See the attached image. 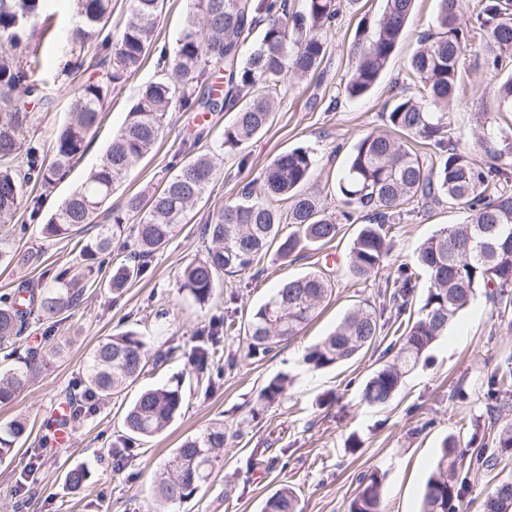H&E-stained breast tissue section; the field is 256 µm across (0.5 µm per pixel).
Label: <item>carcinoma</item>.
Here are the masks:
<instances>
[{
    "label": "carcinoma",
    "mask_w": 512,
    "mask_h": 512,
    "mask_svg": "<svg viewBox=\"0 0 512 512\" xmlns=\"http://www.w3.org/2000/svg\"><path fill=\"white\" fill-rule=\"evenodd\" d=\"M77 22L65 34L53 31L50 0H0V224L13 221L29 188L47 190L82 158L95 134L112 89L143 65L156 42L164 0H129L130 19L114 33L110 29L112 0H71ZM415 0H386L384 12L370 35L356 44V63L346 93L361 98L374 87L388 66ZM336 18L334 0H305L304 10H288V0H189L172 52L162 51L167 73L138 91L124 125L112 137L102 162L42 224L46 238H67L88 226L95 235L82 243L77 266L54 275L50 288H21L0 296V404L11 402L50 362L52 352L23 348L30 320H66L87 291L99 282L103 257L112 256L114 242L125 241L121 259L112 267L108 286L122 292L164 246L178 225L201 200L215 179L214 156L202 153L173 167L165 184L153 192L136 193L122 204L110 205L112 194L129 172L157 144L169 113L230 112L219 149L226 153L265 131L278 107L286 74L318 75L329 51L327 31ZM263 26L262 38L248 55L242 47L252 31ZM464 26L460 0H437L435 31L419 40L409 58L419 95H395L385 113L394 131L423 145L419 150L387 133H371L354 147L337 193L345 221L365 213L352 241L347 275L356 281L377 276L391 249L390 219L409 204L446 202L467 211L461 224L435 231L419 247L416 263L427 276V292L411 312L414 273L402 265L386 280L390 308L356 306L333 331L305 351L303 362L313 370L332 367L375 346L384 311L396 322L408 316L400 347L390 361L373 371L361 400L371 407L388 404L403 380L436 341L448 335L458 313L478 291L498 310L512 308V171L502 164L512 158V136L489 133L480 139L487 161L472 159L449 132L448 107L457 96L464 56ZM472 26L487 33L498 54L487 64L498 68L500 54L512 51V0H484ZM58 36L71 55L61 75L70 78L84 66L100 68L102 77L82 83L74 96L72 118L60 127L49 146L26 139L36 109L52 103L47 83L35 77L38 60L31 40ZM498 107L512 110V77L493 89ZM315 159L303 147L276 155L260 177V190L248 188L241 199L214 212L205 224L210 246L203 258L182 273V289L199 304L209 302L224 276L246 272L268 254L284 260L306 248L319 250L339 232L336 214L319 196L303 190ZM287 201L282 209L279 203ZM292 230L283 233V225ZM33 252L11 250L0 238V265H26ZM334 281L316 270L282 283L254 310L247 323L249 349L266 354L297 336L332 295ZM148 350L139 332L107 336L88 353L82 385L88 399L110 400L146 373ZM286 380L273 378L260 399L271 404L285 390ZM184 404L181 380L142 389L126 407L123 427L127 440L149 439L180 416ZM29 429L16 416L0 423V459L11 455ZM224 426L215 424L187 436L173 452L165 471L156 477V491L165 501L186 500L209 480L224 448ZM468 446L474 474L487 476L497 466L496 451L512 448V422L491 435L474 431ZM460 442L447 437L429 476L420 512H458L456 503L467 488L457 479ZM86 471L71 468L65 484L80 490ZM384 474L372 468L361 473L349 512H383ZM263 512H302L299 498L286 485L277 489ZM483 512H512V480H499L487 492Z\"/></svg>",
    "instance_id": "obj_1"
}]
</instances>
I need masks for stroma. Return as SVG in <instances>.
<instances>
[{
  "label": "stroma",
  "mask_w": 512,
  "mask_h": 512,
  "mask_svg": "<svg viewBox=\"0 0 512 512\" xmlns=\"http://www.w3.org/2000/svg\"><path fill=\"white\" fill-rule=\"evenodd\" d=\"M337 17L327 38L330 52L323 62V80L286 75L278 110L267 131L237 153L218 151L216 144L228 114L208 113L198 120L192 112H171L165 131L154 147L129 173L112 196L121 204L127 195L159 186L172 163L188 153L184 141L199 124L210 134L197 151L215 148L216 175L203 198L179 225L167 245L156 252L141 275L123 293H112L108 274L90 288L81 307L67 321L47 331L45 323L30 332L39 346L60 345L48 370L36 376L15 401L0 407V422L24 415L30 436L0 460V512H261L265 500L279 487H293L304 512H348L358 491V477L368 468L384 475V512H419L425 483L433 471L442 441L455 436L468 442L474 430L491 422L512 421V392L489 402L487 383L512 369V309L498 313L485 297H477L457 318L447 337L439 340L425 359L405 377L395 398L384 407L361 400L364 383L389 347L399 342L395 325H385L375 349L349 362L321 370L305 366L307 347L334 329L346 312L369 302L379 305L387 279L402 263H413L420 244L439 228L459 224L462 209L445 205L427 209L406 207L389 231L393 243L376 278L354 282L347 277L346 258L357 230L340 224L336 239L317 251H302L292 260L264 257L251 271L225 277L216 296L196 303L182 291V271L202 258L210 241L203 227L213 212L240 199L255 186L262 169L280 152L304 147L316 159L307 190L320 192L328 211L342 210L336 193L338 179L354 146L366 135L385 129L384 114L395 85L409 81L408 60L420 36L432 30L435 0H416L414 13L385 71L368 95L349 98L345 83L355 63L354 43L361 29L373 28L385 0H335ZM187 0H166L158 38L144 65L115 89L104 118L91 138L83 159L68 178L44 192L43 216H50L101 163L113 134L119 130L146 82L158 79L161 49H173ZM38 77L51 81L53 97L48 111L39 113L29 136L50 144L55 132L70 118L76 84L54 83L65 62L58 44L40 41ZM464 86L450 108V119L462 148L480 158L484 130L512 134V112L499 110L488 90L512 75V56L501 67L466 53L462 59ZM32 206L22 201L13 223L0 233L18 251H36L38 263L0 267V294L22 281L51 286L46 270L76 264L78 251L71 238L42 237ZM328 268L336 288L321 313L297 337L266 355H250L244 326L253 310L266 302L274 288L287 279ZM234 313L235 329L221 336L220 360L208 367L210 381L185 383L180 417L161 434L126 442L122 408L138 388L164 384L192 371L191 352L202 343L209 323ZM135 329L148 336L150 352L179 346L181 357L149 371L137 386L108 402H90L82 419L71 428V440L52 445L54 411L80 398L87 354L101 339ZM289 376L283 396L268 404L259 393L270 379ZM224 426L227 442L214 464L210 482L192 498L164 502L153 483L174 448L187 435L206 426ZM85 467L88 478L76 492L65 483L66 472Z\"/></svg>",
  "instance_id": "35a3bbf8"
}]
</instances>
